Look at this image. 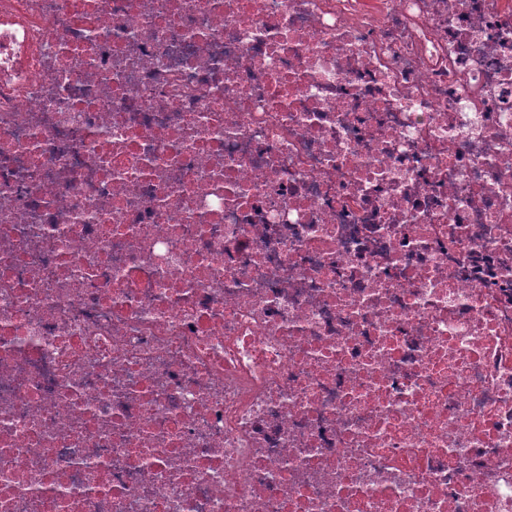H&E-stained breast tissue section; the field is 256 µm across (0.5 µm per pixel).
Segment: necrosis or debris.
<instances>
[{"label":"necrosis or debris","mask_w":512,"mask_h":512,"mask_svg":"<svg viewBox=\"0 0 512 512\" xmlns=\"http://www.w3.org/2000/svg\"><path fill=\"white\" fill-rule=\"evenodd\" d=\"M0 33V512H512V0Z\"/></svg>","instance_id":"necrosis-or-debris-1"}]
</instances>
